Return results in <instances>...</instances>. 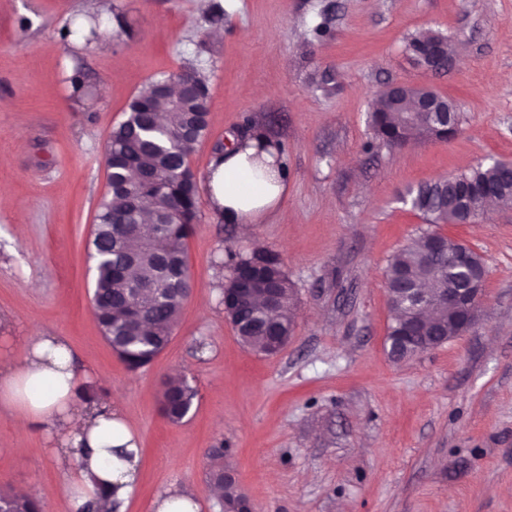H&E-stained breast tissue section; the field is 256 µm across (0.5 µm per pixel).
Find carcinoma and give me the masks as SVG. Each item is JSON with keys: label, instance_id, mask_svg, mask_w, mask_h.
I'll use <instances>...</instances> for the list:
<instances>
[{"label": "carcinoma", "instance_id": "1", "mask_svg": "<svg viewBox=\"0 0 512 512\" xmlns=\"http://www.w3.org/2000/svg\"><path fill=\"white\" fill-rule=\"evenodd\" d=\"M436 41L450 45L444 34L423 32L408 41L407 51L416 58ZM169 78L191 82L197 96L178 102L157 96L153 92L157 80L153 79L128 102L123 119L109 134L104 156L107 182L117 187L107 188L101 197L88 244L97 323L130 370L149 365L151 355L169 344L190 288L185 248L198 219L199 191L188 159L208 133L199 108L207 104L209 82L204 69L194 64ZM427 93L426 86H411L404 98L395 102L379 92L369 115L374 139L393 148L410 139L443 138L437 114L409 111L411 101ZM477 187L495 190L477 200L479 208L492 202L512 205V170L502 163L479 164L434 184L411 187L407 201L428 224H458L463 222L458 206L464 192ZM147 211L163 218V223L143 222ZM431 239L448 240L450 251L459 244L427 230L394 253L386 267L393 303L402 299L405 282L448 287V264L429 251ZM256 258L263 261L268 278L281 289L282 305L272 316L264 296L256 292L239 304L235 320L244 346L273 355L288 344L296 312L293 284L280 258L268 251L229 255L231 275L225 287H236L238 275L253 266ZM196 396L197 390L188 380H167L161 393L164 416L172 423L183 421ZM229 472V468L223 470L217 480L223 482L227 506L237 509L242 492Z\"/></svg>", "mask_w": 512, "mask_h": 512}]
</instances>
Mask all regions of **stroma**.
Segmentation results:
<instances>
[{
    "mask_svg": "<svg viewBox=\"0 0 512 512\" xmlns=\"http://www.w3.org/2000/svg\"><path fill=\"white\" fill-rule=\"evenodd\" d=\"M224 20L211 25L212 4ZM99 15L93 43L63 38ZM448 35L447 70L405 51L416 32ZM200 61L209 131L191 157L199 219L186 245L192 292L167 348L127 370L96 323L86 244L106 190L104 154L128 100ZM81 71L86 95L69 78ZM426 85L456 100L447 140L371 146L377 91ZM286 156L281 207L241 227L204 184L216 148L245 126ZM494 159L512 160V0H0V361L24 339H67L80 371H99L142 448L123 512H151L162 490L222 512L209 449L254 512H512V206L440 233L487 268L469 331L409 360L384 350L389 258L426 228L405 189ZM277 253L293 282V335L277 355L245 348L224 316L228 251ZM196 387L178 424L162 414L166 377ZM0 411V489L26 488L41 512H75L63 433L15 453Z\"/></svg>",
    "mask_w": 512,
    "mask_h": 512,
    "instance_id": "35a3bbf8",
    "label": "stroma"
}]
</instances>
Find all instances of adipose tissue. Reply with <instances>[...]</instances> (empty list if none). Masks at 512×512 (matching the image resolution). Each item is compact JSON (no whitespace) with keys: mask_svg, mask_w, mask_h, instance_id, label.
Listing matches in <instances>:
<instances>
[{"mask_svg":"<svg viewBox=\"0 0 512 512\" xmlns=\"http://www.w3.org/2000/svg\"><path fill=\"white\" fill-rule=\"evenodd\" d=\"M207 185L216 211L229 222L253 224L280 206L286 190L284 163L258 151L255 140H242L213 161ZM22 350L21 364L0 371V406L15 412L21 429L37 426L64 433L58 455L76 471L69 490L74 506L94 497L102 482L115 487L118 500L127 501L138 484L141 453L116 404L73 409L77 390L95 375L77 371L61 337H32Z\"/></svg>","mask_w":512,"mask_h":512,"instance_id":"adipose-tissue-1","label":"adipose tissue"}]
</instances>
